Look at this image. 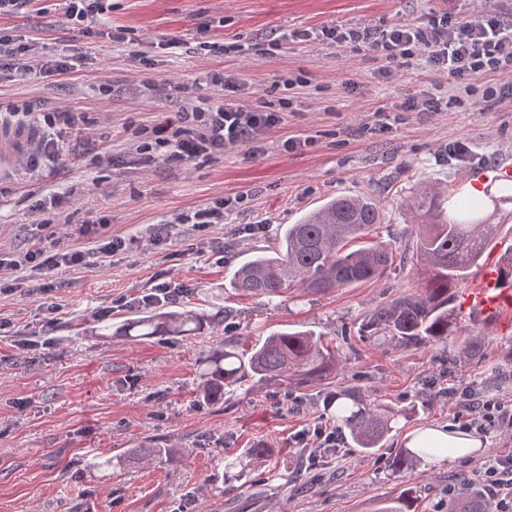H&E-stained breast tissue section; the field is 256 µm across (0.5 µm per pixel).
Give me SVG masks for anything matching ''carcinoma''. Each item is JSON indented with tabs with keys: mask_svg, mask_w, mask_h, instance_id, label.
Here are the masks:
<instances>
[{
	"mask_svg": "<svg viewBox=\"0 0 512 512\" xmlns=\"http://www.w3.org/2000/svg\"><path fill=\"white\" fill-rule=\"evenodd\" d=\"M411 223L417 227L412 251L394 255L390 246L375 244L345 250L346 242L362 239L380 213L369 196H342L306 214L299 223L285 228L273 252L257 250L231 272L233 289L241 295L283 302L291 290L320 294L335 288L378 282L395 260L421 267L422 277L415 289L398 294L378 305L361 325L366 338H388L404 346L448 344L456 329L450 307L465 272L476 264L490 244L496 225L483 219L480 201L461 196L438 185L425 186L407 202ZM216 316L197 310L159 309L139 311L128 317L115 332L132 341L157 336H189L214 322ZM485 344L483 336L464 338L460 353L473 358ZM336 353L322 336L310 330L277 331L239 349L238 342L226 341L205 357L199 372L202 399L219 403L242 389L279 385L308 387L331 378L336 372ZM325 407L334 410L339 428L348 433L353 447L373 455L383 447L386 436L410 408L395 409L367 402L360 390L342 387L331 393ZM460 453V448L443 449L431 437H422L416 448H401L389 462L392 473L402 477L438 453ZM272 449L263 445L225 459V471L242 470L264 461ZM174 455L172 448H134L128 457L162 462ZM412 488L394 498L379 501L373 512H414Z\"/></svg>",
	"mask_w": 512,
	"mask_h": 512,
	"instance_id": "cac0c4a2",
	"label": "carcinoma"
}]
</instances>
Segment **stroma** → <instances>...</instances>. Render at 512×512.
<instances>
[{
  "instance_id": "1",
  "label": "stroma",
  "mask_w": 512,
  "mask_h": 512,
  "mask_svg": "<svg viewBox=\"0 0 512 512\" xmlns=\"http://www.w3.org/2000/svg\"><path fill=\"white\" fill-rule=\"evenodd\" d=\"M62 6L40 0L38 11L0 16V34L26 45L28 62L83 55L62 77L0 67V123L41 133L44 113L58 108L90 119L84 133H59L51 160L0 177V252L19 260L35 244L54 255L111 233L127 246L100 266L0 273V512H370L406 483L416 491L415 512H448L449 487L485 459L512 454V434H478L474 454L429 462L403 483L389 460L418 430L460 431L462 392L512 395V331L463 316L444 350L362 338L366 315L416 285L406 265L379 282L321 295L295 290L278 305L236 295L229 272L339 195L378 201L381 222L370 243L412 247L403 200L435 184L467 196L472 172L512 167V99L480 105L484 87L507 74L465 87L423 57L391 70L375 53L322 35L330 26L385 29L445 12L512 19V0H105L103 13L80 25L65 21ZM119 27L127 43L111 40ZM171 38L180 41L173 52L165 47ZM214 42L223 54L206 51ZM216 71L245 79L240 104L281 112L262 136V154L239 147L192 162L139 155L131 127L221 101L222 88L209 81ZM429 98L447 102V111L404 108ZM23 103L31 110L25 117L15 112ZM289 138L295 148H285ZM459 142L468 148L462 158L453 153ZM51 191L63 202L45 228L35 204ZM223 197L231 201L223 223L183 222ZM155 224L167 227L157 242ZM159 283L178 290L165 309L223 310L226 319L179 340L93 336L138 311L137 296ZM288 328L325 334L340 360L335 378L203 402L198 371L209 351L244 331ZM471 333L485 336L483 351L460 359L458 346ZM26 340L39 349H21ZM343 386L358 387L371 403L417 411L398 420L375 456L345 440L319 447L309 430L335 427L323 399ZM259 444L271 448L270 461L225 480V450ZM142 445L176 455L110 466L112 456Z\"/></svg>"
}]
</instances>
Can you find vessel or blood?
Listing matches in <instances>:
<instances>
[{"label":"vessel or blood","instance_id":"obj_1","mask_svg":"<svg viewBox=\"0 0 512 512\" xmlns=\"http://www.w3.org/2000/svg\"><path fill=\"white\" fill-rule=\"evenodd\" d=\"M36 140L32 128L0 125V174L12 171L17 155L30 151ZM456 305L470 319L512 329V282L504 278L501 263L482 266L477 282L457 293Z\"/></svg>","mask_w":512,"mask_h":512}]
</instances>
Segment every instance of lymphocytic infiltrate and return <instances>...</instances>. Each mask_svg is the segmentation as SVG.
Here are the masks:
<instances>
[{"mask_svg":"<svg viewBox=\"0 0 512 512\" xmlns=\"http://www.w3.org/2000/svg\"><path fill=\"white\" fill-rule=\"evenodd\" d=\"M325 36L339 45L365 47L384 56L396 68L417 55H425L432 70L448 73L459 82L512 68V20L498 17L459 18L452 22L440 17L424 24L401 21L383 30L330 27ZM210 81L224 88L223 101L183 110L173 121L135 129L139 154L163 152L192 161L201 156L223 155L226 148L234 146L247 147L253 157L259 154L263 132L281 122V114L243 108L237 97L246 83L239 76L217 72L211 74ZM124 247L123 238L107 235L96 238L91 249H74L50 257L42 248L34 247L25 252L24 260L40 268L82 265L92 256L107 260ZM467 409L466 428L512 432L511 399L480 395L469 402ZM472 481L481 487L493 512H512V455L489 459L473 470Z\"/></svg>","mask_w":512,"mask_h":512,"instance_id":"f902f5d3","label":"lymphocytic infiltrate"}]
</instances>
